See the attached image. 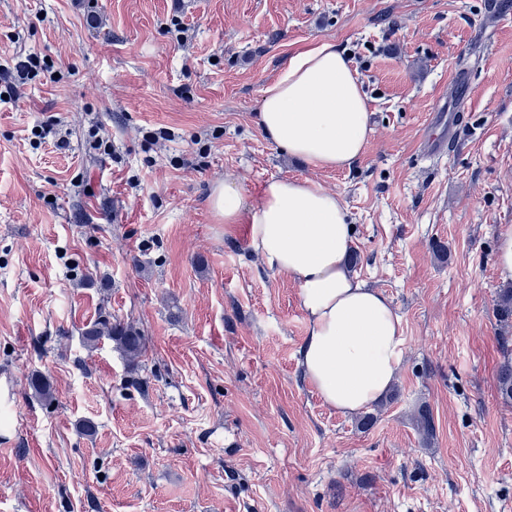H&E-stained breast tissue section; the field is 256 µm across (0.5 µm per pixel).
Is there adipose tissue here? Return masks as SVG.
<instances>
[{"mask_svg": "<svg viewBox=\"0 0 512 512\" xmlns=\"http://www.w3.org/2000/svg\"><path fill=\"white\" fill-rule=\"evenodd\" d=\"M257 117L278 151L321 169L352 167L373 134L348 56L330 42L290 58L262 90ZM210 207L225 227L249 224L253 251L297 284L307 322L298 365L324 402L352 415L382 399L401 371L402 318L348 265L354 226L341 195L307 178H275L248 210L228 178L213 186Z\"/></svg>", "mask_w": 512, "mask_h": 512, "instance_id": "ef3b65f1", "label": "adipose tissue"}]
</instances>
